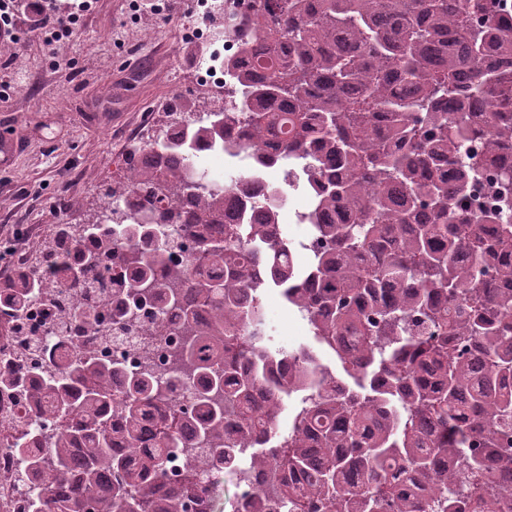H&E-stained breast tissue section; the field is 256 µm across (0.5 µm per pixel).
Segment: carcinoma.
<instances>
[{"label":"carcinoma","mask_w":512,"mask_h":512,"mask_svg":"<svg viewBox=\"0 0 512 512\" xmlns=\"http://www.w3.org/2000/svg\"><path fill=\"white\" fill-rule=\"evenodd\" d=\"M222 27L244 49L226 61L224 111L165 113L144 142L153 160L101 185L102 220L56 225L0 284L15 318L75 295L56 327L62 345L69 326L100 327L96 284L114 267L132 272L110 320L115 350L73 348L58 361L36 342L23 371H0V390L34 419H0L27 512H187L198 473L236 448L243 479L265 474L262 512H512V203L492 193L512 183V9L250 0ZM201 147L252 160L231 175L235 204L197 165ZM287 161L285 184H305L311 200L298 214L311 226L298 269L277 222L283 190L251 188ZM338 204L354 223L330 221ZM163 224L186 225L184 238ZM271 286L306 317L313 345L270 350ZM147 299L158 315L140 332L152 341L167 335L168 312L183 316L163 373L150 349L137 368L124 350ZM273 362L282 372L259 412L254 389ZM198 378L193 414L157 417L155 446L141 448L155 404ZM176 458L180 480L156 495ZM61 481L72 482L63 501L51 491Z\"/></svg>","instance_id":"carcinoma-1"}]
</instances>
